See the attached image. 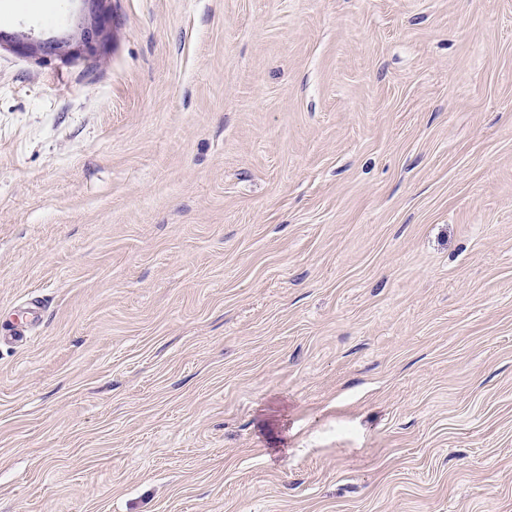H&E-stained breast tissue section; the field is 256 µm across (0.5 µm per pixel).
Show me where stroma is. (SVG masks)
<instances>
[{"label":"stroma","instance_id":"obj_1","mask_svg":"<svg viewBox=\"0 0 512 512\" xmlns=\"http://www.w3.org/2000/svg\"><path fill=\"white\" fill-rule=\"evenodd\" d=\"M111 9L0 47V512H512V0ZM84 5L78 17L77 32L52 40L35 41L17 34L13 49L23 55L45 54L47 47L50 55L60 58H72L88 55L91 60L100 58L106 51L108 30L112 26V12L108 7L111 0H80Z\"/></svg>","mask_w":512,"mask_h":512}]
</instances>
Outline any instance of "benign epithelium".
I'll return each mask as SVG.
<instances>
[{
  "label": "benign epithelium",
  "instance_id": "obj_1",
  "mask_svg": "<svg viewBox=\"0 0 512 512\" xmlns=\"http://www.w3.org/2000/svg\"><path fill=\"white\" fill-rule=\"evenodd\" d=\"M84 8L78 17L77 32L52 40L35 41L18 35L14 38L13 49L23 55L45 54L51 48V55L60 58L89 56L100 58L106 51L108 30L112 26V12L108 7L111 0H81Z\"/></svg>",
  "mask_w": 512,
  "mask_h": 512
}]
</instances>
